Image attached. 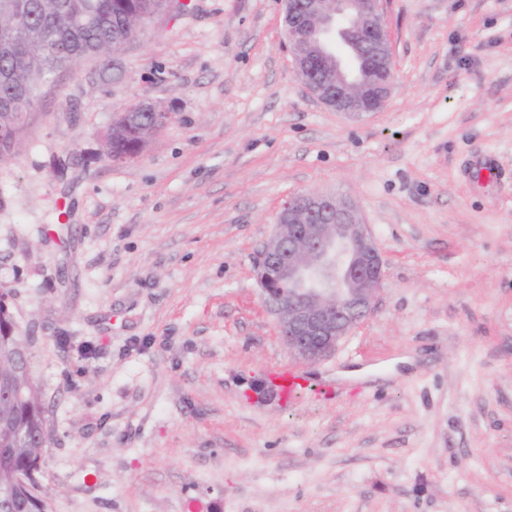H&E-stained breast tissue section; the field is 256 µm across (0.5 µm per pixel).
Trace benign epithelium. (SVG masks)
Segmentation results:
<instances>
[{
	"instance_id": "benign-epithelium-1",
	"label": "benign epithelium",
	"mask_w": 512,
	"mask_h": 512,
	"mask_svg": "<svg viewBox=\"0 0 512 512\" xmlns=\"http://www.w3.org/2000/svg\"><path fill=\"white\" fill-rule=\"evenodd\" d=\"M384 0H283L307 49L292 47L306 89L334 112L360 117L388 101L395 79ZM27 115L0 117V136ZM143 147L112 153L117 163L138 159ZM385 260L355 204L310 191L288 198L256 265L261 299L289 353L304 362L331 356L338 343L374 310ZM31 370L27 344H0V359Z\"/></svg>"
}]
</instances>
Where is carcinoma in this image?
Segmentation results:
<instances>
[{
  "label": "carcinoma",
  "instance_id": "cac0c4a2",
  "mask_svg": "<svg viewBox=\"0 0 512 512\" xmlns=\"http://www.w3.org/2000/svg\"><path fill=\"white\" fill-rule=\"evenodd\" d=\"M170 0H0V16L18 11L28 24L0 27V113L31 112L44 88L58 83L83 60L95 58L129 39L126 13H166ZM122 131L112 136V152L127 151L141 131L157 126L155 114L139 111L118 117ZM45 407L37 383L26 401L7 400L0 392V500L12 503V512H50V501L37 483H14L18 472L36 468V448L46 445Z\"/></svg>",
  "mask_w": 512,
  "mask_h": 512
}]
</instances>
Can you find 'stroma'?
I'll return each instance as SVG.
<instances>
[{
  "instance_id": "obj_1",
  "label": "stroma",
  "mask_w": 512,
  "mask_h": 512,
  "mask_svg": "<svg viewBox=\"0 0 512 512\" xmlns=\"http://www.w3.org/2000/svg\"><path fill=\"white\" fill-rule=\"evenodd\" d=\"M46 91L0 159V288L52 512H512V0H387L354 119L296 77L280 0H178ZM168 112L133 164L117 112ZM353 200L386 260L335 354H289L254 262L284 200ZM292 366L333 402L282 406Z\"/></svg>"
}]
</instances>
